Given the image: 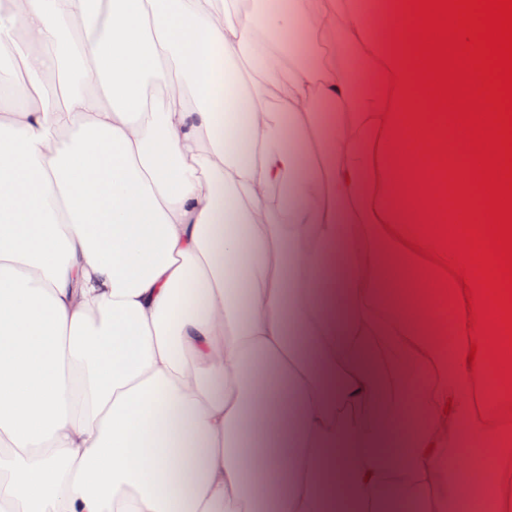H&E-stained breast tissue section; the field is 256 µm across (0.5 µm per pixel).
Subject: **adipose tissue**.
<instances>
[{
	"label": "adipose tissue",
	"mask_w": 512,
	"mask_h": 512,
	"mask_svg": "<svg viewBox=\"0 0 512 512\" xmlns=\"http://www.w3.org/2000/svg\"><path fill=\"white\" fill-rule=\"evenodd\" d=\"M391 13L0 0L30 82L0 109V512H512L505 387L390 114Z\"/></svg>",
	"instance_id": "ef3b65f1"
}]
</instances>
